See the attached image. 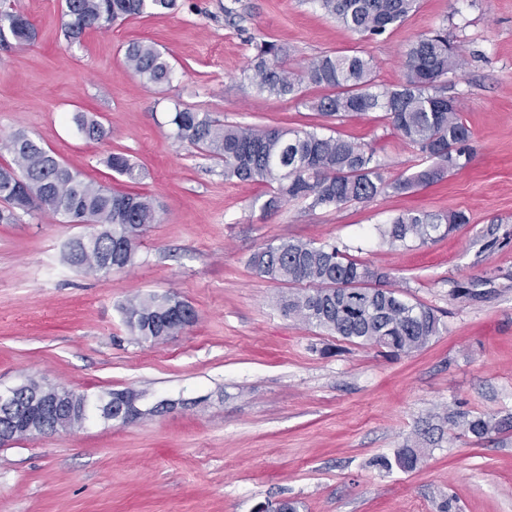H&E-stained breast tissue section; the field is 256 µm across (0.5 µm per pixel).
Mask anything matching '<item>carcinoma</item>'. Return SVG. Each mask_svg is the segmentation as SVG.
<instances>
[{
  "mask_svg": "<svg viewBox=\"0 0 512 512\" xmlns=\"http://www.w3.org/2000/svg\"><path fill=\"white\" fill-rule=\"evenodd\" d=\"M316 3L342 27L369 39L402 24L416 0ZM176 5L177 0H65V36L72 42L88 29L163 13ZM35 39V27L24 12L12 6L0 11L1 47L28 45ZM253 49L249 79L258 91L294 97L303 84L324 88L328 93L310 102L311 110L338 120L382 112L421 158L415 172L388 183L375 150L341 134L229 125L190 109L170 113L173 138L224 161V178L274 186L267 207L300 198L308 201L312 210L338 209L351 202H367L388 188L405 193L438 182L469 163L470 131L461 108L456 101H448L439 87L441 77L462 66L461 55L446 31H434L409 46L404 58L405 80L394 88L376 84L373 60L361 51L322 55L296 73L288 68L287 47L256 39ZM125 60L149 83L172 78L169 61L148 41L129 43ZM73 122L90 140L106 136L99 123L82 114L74 116ZM6 147L14 165L0 166V199L8 205L0 211L1 223L15 221L20 211L26 215L49 212L64 216L69 223L102 226V231L72 239L65 249L66 262L98 273L135 264L141 236L159 223L151 198L85 181L24 132L14 133ZM107 166L130 182L140 177L121 152L110 154ZM467 223L469 218L463 212L406 213L378 228V233L391 246L407 247L414 242L424 245ZM248 264L262 277L296 287L283 300L286 314L351 344L376 346L399 355L425 347L440 334V318L433 308L410 302L394 289L379 287L387 279L385 273L333 243L282 239L255 251ZM120 310L130 332L145 341L175 336L196 320L195 310L169 293L129 298ZM37 392L59 396L74 410V416L62 418L50 429L52 433L80 428L97 419L104 398L114 394L110 390L91 397L30 379L12 391L9 403L29 404ZM448 428L478 442L512 429V414L502 418L460 411L433 414L393 457L382 456L376 463L387 470L413 471L427 449L439 446Z\"/></svg>",
  "mask_w": 512,
  "mask_h": 512,
  "instance_id": "cac0c4a2",
  "label": "carcinoma"
}]
</instances>
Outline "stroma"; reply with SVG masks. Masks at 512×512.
<instances>
[{
	"mask_svg": "<svg viewBox=\"0 0 512 512\" xmlns=\"http://www.w3.org/2000/svg\"><path fill=\"white\" fill-rule=\"evenodd\" d=\"M16 2L38 35L0 47V165L12 161L7 138L26 131L83 178L151 197L161 221L134 266L107 274L63 260L66 243L93 225L49 213L0 224V389L36 378L184 405L0 443V512H254L284 500L298 512H512V431L480 442L448 432L412 472L373 464L429 413L512 414V0H418L402 25L370 40L315 0H179L176 11L90 29L74 43L63 35V0ZM439 28L465 61L442 84L462 105L473 149L440 182L338 209L312 211L302 199L269 209L267 185L225 179L221 160L176 142L167 123L179 107L227 124L341 133L371 145L394 181L419 158L382 113L339 123L309 109L321 89L290 99L258 92L252 41L283 44L297 70L360 50L376 83L393 86L409 44ZM136 40L166 54L170 83H143L127 67ZM78 114L107 137L78 133ZM113 152L129 157L138 181L106 166ZM409 211H457L470 222L410 248L377 239L375 225ZM288 238L335 243L384 271L387 287L438 310L440 336L387 357L284 315L288 286L247 261ZM147 293L176 294L196 323L138 340L120 307Z\"/></svg>",
	"mask_w": 512,
	"mask_h": 512,
	"instance_id": "stroma-1",
	"label": "stroma"
}]
</instances>
